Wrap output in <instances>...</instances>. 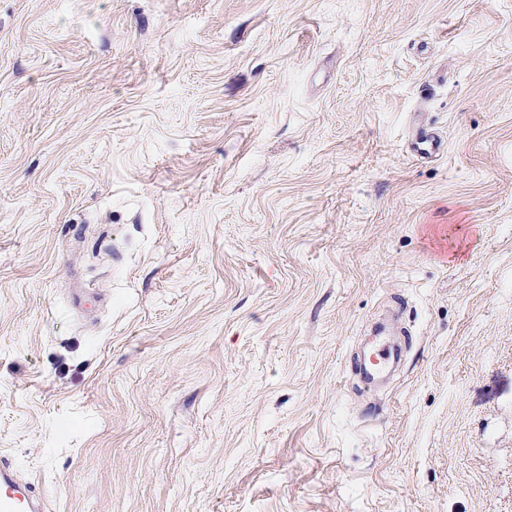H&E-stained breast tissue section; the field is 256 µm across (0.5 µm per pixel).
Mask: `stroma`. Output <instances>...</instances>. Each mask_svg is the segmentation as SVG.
<instances>
[{"label": "stroma", "instance_id": "1", "mask_svg": "<svg viewBox=\"0 0 512 512\" xmlns=\"http://www.w3.org/2000/svg\"><path fill=\"white\" fill-rule=\"evenodd\" d=\"M0 460L48 512H512V0H0Z\"/></svg>", "mask_w": 512, "mask_h": 512}]
</instances>
